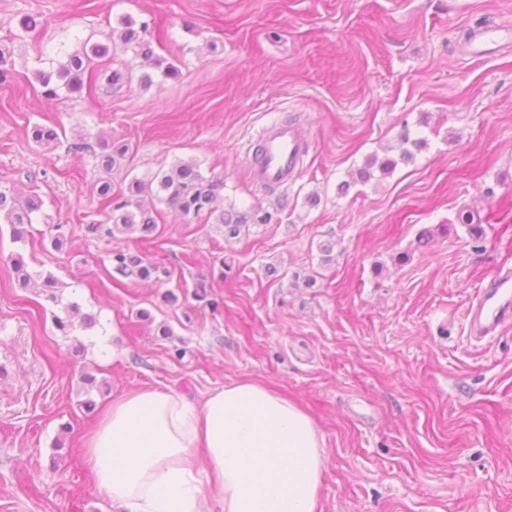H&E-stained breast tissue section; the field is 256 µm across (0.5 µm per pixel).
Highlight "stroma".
<instances>
[{
  "instance_id": "obj_1",
  "label": "stroma",
  "mask_w": 512,
  "mask_h": 512,
  "mask_svg": "<svg viewBox=\"0 0 512 512\" xmlns=\"http://www.w3.org/2000/svg\"><path fill=\"white\" fill-rule=\"evenodd\" d=\"M124 15L148 22L177 78L120 51L113 67L152 86L37 95L36 71L107 42ZM27 16L42 33L22 29ZM501 26L512 0H0L12 72L0 83V189L44 202L25 241L0 223V512H123L83 456L97 418L85 399L102 408L155 387L199 403L241 380L299 403L323 435L318 512H512V325L476 342L464 320L481 283L512 267V42L484 55L465 42ZM284 121L309 150L270 190L244 158ZM36 123L64 130L60 144L35 147ZM405 131L426 141L414 159L359 181ZM81 134L130 151L104 172L73 150ZM190 159L223 176L226 202L276 211V223L228 240L161 205L150 238L88 232L106 220L95 182L118 191ZM52 224L66 229L62 249ZM118 248L164 264L169 280L113 273ZM17 255L57 279L56 300L18 284ZM71 303L96 323L64 336L53 318Z\"/></svg>"
}]
</instances>
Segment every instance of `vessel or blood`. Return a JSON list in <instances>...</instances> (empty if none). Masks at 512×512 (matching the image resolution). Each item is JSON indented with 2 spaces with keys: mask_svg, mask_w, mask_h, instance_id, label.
Listing matches in <instances>:
<instances>
[{
  "mask_svg": "<svg viewBox=\"0 0 512 512\" xmlns=\"http://www.w3.org/2000/svg\"><path fill=\"white\" fill-rule=\"evenodd\" d=\"M261 151L251 171L259 185L288 184L301 170L308 141L299 126L278 123L265 128L261 135ZM468 331L473 338L495 335L512 321V268H498L480 288L465 314Z\"/></svg>",
  "mask_w": 512,
  "mask_h": 512,
  "instance_id": "obj_1",
  "label": "vessel or blood"
}]
</instances>
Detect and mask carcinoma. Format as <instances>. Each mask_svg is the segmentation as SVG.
Returning <instances> with one entry per match:
<instances>
[{
    "label": "carcinoma",
    "mask_w": 512,
    "mask_h": 512,
    "mask_svg": "<svg viewBox=\"0 0 512 512\" xmlns=\"http://www.w3.org/2000/svg\"><path fill=\"white\" fill-rule=\"evenodd\" d=\"M120 25L121 28L112 31L110 42L96 43L89 48L84 46L65 55L50 68L38 71V93L44 98L53 99L59 97L60 90L64 89L70 93L84 91L91 98L96 90V70L104 62L112 61V51L120 48L124 52L132 51L136 58H151V44L144 38L149 24H139L126 15L121 18ZM31 137L38 147H48L59 140L56 128L41 124L32 126ZM401 142L405 148L399 159L381 160L375 154L370 155L359 171L360 178L369 180L374 168L379 169L383 175L389 174L398 161L413 160L412 149L419 150L425 146L423 140L413 139L407 133L401 137ZM72 147L81 152H92L99 165L106 170L121 164L129 151L127 145L116 147L102 136L97 137L94 144L82 137ZM93 190L105 201L107 223L90 224L88 230L112 237L117 233L135 232L151 235L156 231L155 218L151 212L142 209L140 204V197L144 194L154 196L158 202L185 219L223 225L224 235L229 237L238 236L246 224H270L276 220L275 214L261 208L239 209L233 204L224 205V177L206 175L192 160L179 161L166 169L162 168L147 179L135 178L128 183L126 189L117 193L112 192V184L109 182L96 184ZM42 206L43 201L37 195L20 200L0 190V220L11 226L13 238L17 241L24 239L26 225L32 223L31 215L40 211ZM110 262L115 273L124 277L132 276L140 281L162 283L169 276V271L160 265L120 249L111 252Z\"/></svg>",
    "instance_id": "cac0c4a2"
}]
</instances>
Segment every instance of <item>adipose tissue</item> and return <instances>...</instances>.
I'll use <instances>...</instances> for the list:
<instances>
[{"instance_id": "1", "label": "adipose tissue", "mask_w": 512, "mask_h": 512, "mask_svg": "<svg viewBox=\"0 0 512 512\" xmlns=\"http://www.w3.org/2000/svg\"><path fill=\"white\" fill-rule=\"evenodd\" d=\"M83 452L99 494L124 512H317L326 467L310 415L251 380L200 405L129 391L100 412Z\"/></svg>"}]
</instances>
